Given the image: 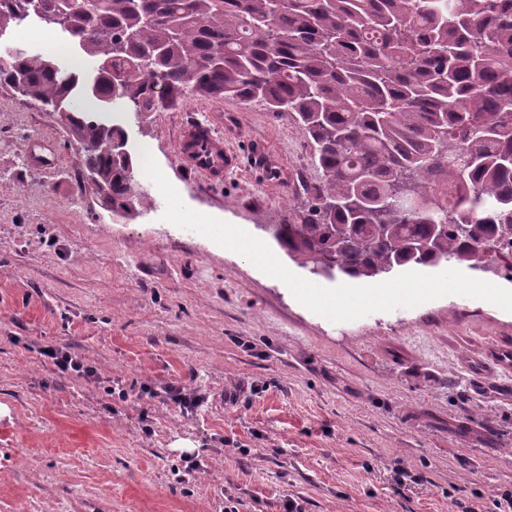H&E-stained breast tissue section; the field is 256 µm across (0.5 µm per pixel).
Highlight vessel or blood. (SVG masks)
Wrapping results in <instances>:
<instances>
[{
    "mask_svg": "<svg viewBox=\"0 0 512 512\" xmlns=\"http://www.w3.org/2000/svg\"><path fill=\"white\" fill-rule=\"evenodd\" d=\"M176 147L184 169L210 184L223 183L240 165L237 152L225 148L220 121L211 113L184 126Z\"/></svg>",
    "mask_w": 512,
    "mask_h": 512,
    "instance_id": "b4317fda",
    "label": "vessel or blood"
}]
</instances>
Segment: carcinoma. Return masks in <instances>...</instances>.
Here are the masks:
<instances>
[{
  "mask_svg": "<svg viewBox=\"0 0 512 512\" xmlns=\"http://www.w3.org/2000/svg\"><path fill=\"white\" fill-rule=\"evenodd\" d=\"M59 0L0 3V35L35 19L93 59L88 76L21 49L0 84L64 116L83 178L118 217L138 211L125 131L80 108L152 112L204 92L288 114L320 181L272 236L315 276L373 281L464 265L512 243V0Z\"/></svg>",
  "mask_w": 512,
  "mask_h": 512,
  "instance_id": "cac0c4a2",
  "label": "carcinoma"
}]
</instances>
